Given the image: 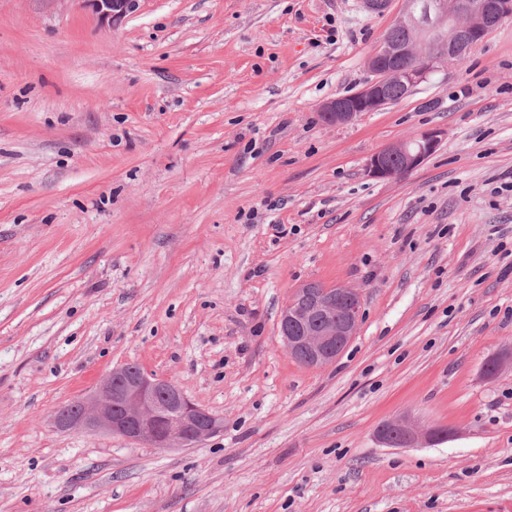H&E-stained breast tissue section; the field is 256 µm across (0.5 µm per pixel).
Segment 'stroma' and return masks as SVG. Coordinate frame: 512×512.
<instances>
[{"label":"stroma","instance_id":"stroma-1","mask_svg":"<svg viewBox=\"0 0 512 512\" xmlns=\"http://www.w3.org/2000/svg\"><path fill=\"white\" fill-rule=\"evenodd\" d=\"M360 0H0V512H512V20L348 125L398 19ZM401 179L374 153L421 132ZM358 289L331 364L278 335ZM135 363L223 418L160 449L55 427ZM449 429L382 444L386 421ZM102 20L112 26L120 23L133 8L135 0H89ZM441 142L440 132L426 131L396 145L373 154L367 164L368 174L381 180H398L422 165L432 156ZM400 157L402 164L397 167L391 159ZM361 308L355 288L302 284L281 314L280 335L288 355L309 368L330 364L356 336Z\"/></svg>","mask_w":512,"mask_h":512}]
</instances>
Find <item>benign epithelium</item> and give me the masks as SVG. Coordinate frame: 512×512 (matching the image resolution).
I'll return each instance as SVG.
<instances>
[{
    "mask_svg": "<svg viewBox=\"0 0 512 512\" xmlns=\"http://www.w3.org/2000/svg\"><path fill=\"white\" fill-rule=\"evenodd\" d=\"M102 20L120 23L135 0H90ZM512 19V0H421L406 8L396 25L411 32L406 41L385 37L368 58L373 79L358 91L324 104L325 122L347 125L363 112L392 103L388 85L397 83L408 95L441 65L460 59L499 24ZM441 142L440 132L426 131L373 154L368 174L398 180L422 165ZM362 299L355 288L301 285L283 309L280 335L288 355L310 368L333 362L357 334ZM75 413L57 412L63 430H105L155 448H185L223 431L224 420L192 401L169 379L157 378L136 364L113 369L85 398L72 402ZM386 445L411 448L447 437L441 427L419 429L409 417L378 429Z\"/></svg>",
    "mask_w": 512,
    "mask_h": 512,
    "instance_id": "1",
    "label": "benign epithelium"
}]
</instances>
